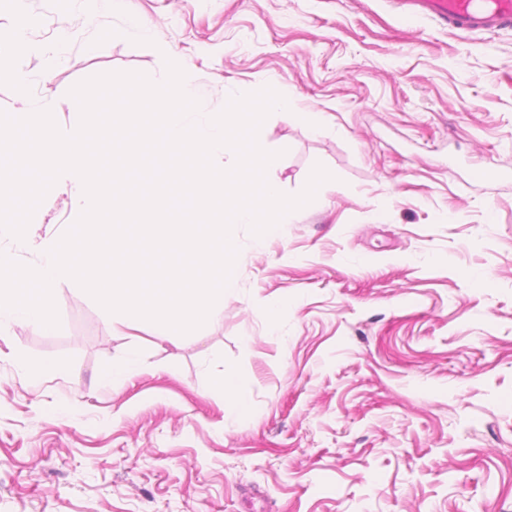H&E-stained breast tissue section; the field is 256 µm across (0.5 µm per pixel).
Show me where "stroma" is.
<instances>
[{
	"label": "stroma",
	"instance_id": "obj_1",
	"mask_svg": "<svg viewBox=\"0 0 512 512\" xmlns=\"http://www.w3.org/2000/svg\"><path fill=\"white\" fill-rule=\"evenodd\" d=\"M51 60L0 111L91 76L165 77L142 26L186 60L200 113L295 94L258 138L280 189L316 203L255 247L234 291L171 340L59 285V325L0 329V512H512V28L461 34L392 0H25ZM325 123L310 133L302 112ZM503 171L480 179L476 170ZM137 346L122 386L100 370ZM54 360L31 380L14 355ZM233 369L248 412L210 390Z\"/></svg>",
	"mask_w": 512,
	"mask_h": 512
}]
</instances>
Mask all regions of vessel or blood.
Instances as JSON below:
<instances>
[{
  "label": "vessel or blood",
  "mask_w": 512,
  "mask_h": 512,
  "mask_svg": "<svg viewBox=\"0 0 512 512\" xmlns=\"http://www.w3.org/2000/svg\"><path fill=\"white\" fill-rule=\"evenodd\" d=\"M405 14H421L464 33L512 26V0H396Z\"/></svg>",
  "instance_id": "vessel-or-blood-1"
}]
</instances>
